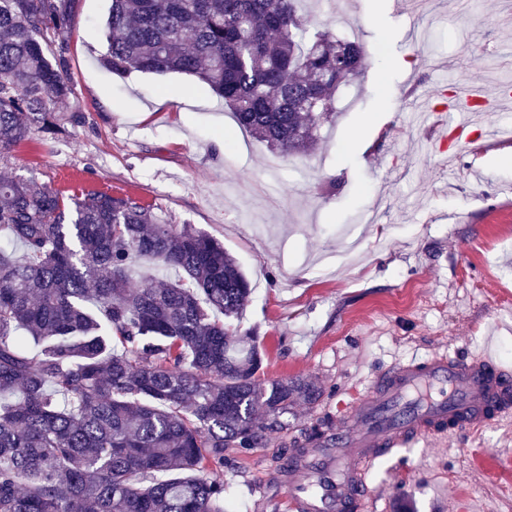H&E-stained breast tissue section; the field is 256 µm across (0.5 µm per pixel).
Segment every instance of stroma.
Here are the masks:
<instances>
[{"label":"stroma","mask_w":512,"mask_h":512,"mask_svg":"<svg viewBox=\"0 0 512 512\" xmlns=\"http://www.w3.org/2000/svg\"><path fill=\"white\" fill-rule=\"evenodd\" d=\"M511 1L486 0L475 19L449 16L448 0L415 15L409 0H305L310 32L362 43L368 59L315 148L287 156L193 77L112 74L96 31L111 0H79L62 108L86 122L16 147L0 176L133 198L237 259L260 378L300 376L320 396L294 404L264 447L225 451L234 512H287L273 457L391 363L469 356L492 336L512 368V166L498 162L512 139L433 151L431 131L403 120L416 95L435 104L444 86L474 82L492 99L512 84ZM369 479V512H512V421L403 451Z\"/></svg>","instance_id":"1"}]
</instances>
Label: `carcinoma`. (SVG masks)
I'll return each mask as SVG.
<instances>
[{
    "label": "carcinoma",
    "instance_id": "carcinoma-1",
    "mask_svg": "<svg viewBox=\"0 0 512 512\" xmlns=\"http://www.w3.org/2000/svg\"><path fill=\"white\" fill-rule=\"evenodd\" d=\"M78 0H0V162L35 136L85 123L71 98ZM302 0H112L114 74L182 73L284 154L306 152L364 47L308 37ZM0 512H230L224 451L259 447L299 378L261 380L234 321L251 295L214 237L132 198H64L0 178ZM19 244L25 258H14ZM177 272L129 285L134 258Z\"/></svg>",
    "mask_w": 512,
    "mask_h": 512
}]
</instances>
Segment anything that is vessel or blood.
I'll return each mask as SVG.
<instances>
[{
  "label": "vessel or blood",
  "mask_w": 512,
  "mask_h": 512,
  "mask_svg": "<svg viewBox=\"0 0 512 512\" xmlns=\"http://www.w3.org/2000/svg\"><path fill=\"white\" fill-rule=\"evenodd\" d=\"M481 102L472 89L455 96L449 143H470ZM509 417L512 372L492 348L395 361L348 411L327 421L320 439L289 456V512H367L375 497L367 474L378 461Z\"/></svg>",
  "instance_id": "vessel-or-blood-1"
}]
</instances>
